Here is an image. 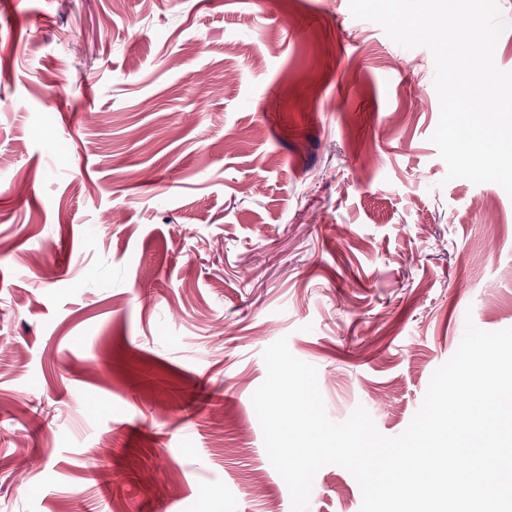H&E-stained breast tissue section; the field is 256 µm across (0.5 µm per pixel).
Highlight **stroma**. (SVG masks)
Masks as SVG:
<instances>
[{"label": "stroma", "mask_w": 512, "mask_h": 512, "mask_svg": "<svg viewBox=\"0 0 512 512\" xmlns=\"http://www.w3.org/2000/svg\"><path fill=\"white\" fill-rule=\"evenodd\" d=\"M434 77L349 0L0 10V512H292L266 347L396 436L512 328V196L447 180ZM361 503L328 465L307 512Z\"/></svg>", "instance_id": "obj_1"}]
</instances>
